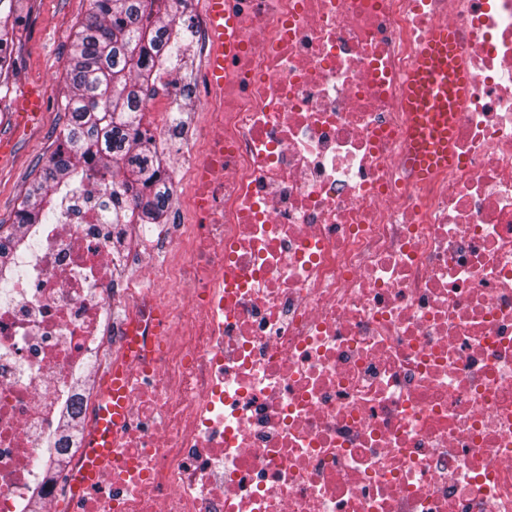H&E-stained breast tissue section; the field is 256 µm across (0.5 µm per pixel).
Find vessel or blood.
Returning <instances> with one entry per match:
<instances>
[{
	"instance_id": "b4317fda",
	"label": "vessel or blood",
	"mask_w": 512,
	"mask_h": 512,
	"mask_svg": "<svg viewBox=\"0 0 512 512\" xmlns=\"http://www.w3.org/2000/svg\"><path fill=\"white\" fill-rule=\"evenodd\" d=\"M211 43L206 65L211 76H223L236 46L229 34L234 18L224 9V0H205ZM453 57L452 31L440 26L431 31L412 72L411 93L404 102L411 114L410 136L415 140L412 165L419 179H427L447 168L451 158L444 148L453 114L448 99L463 92L469 80L453 74L448 63Z\"/></svg>"
}]
</instances>
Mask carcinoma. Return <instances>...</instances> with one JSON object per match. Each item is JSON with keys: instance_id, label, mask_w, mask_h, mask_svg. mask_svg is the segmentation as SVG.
I'll return each mask as SVG.
<instances>
[{"instance_id": "1", "label": "carcinoma", "mask_w": 512, "mask_h": 512, "mask_svg": "<svg viewBox=\"0 0 512 512\" xmlns=\"http://www.w3.org/2000/svg\"><path fill=\"white\" fill-rule=\"evenodd\" d=\"M164 0H93L71 45L70 94L59 144L27 189L14 222L0 224V285L23 275L11 252L39 244L36 228L60 223L78 195L128 224H157L171 188L158 179L153 136L141 125L159 58L177 68L180 46L168 34ZM16 25L13 0H0V81L9 74Z\"/></svg>"}]
</instances>
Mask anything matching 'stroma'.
Instances as JSON below:
<instances>
[{
	"instance_id": "1",
	"label": "stroma",
	"mask_w": 512,
	"mask_h": 512,
	"mask_svg": "<svg viewBox=\"0 0 512 512\" xmlns=\"http://www.w3.org/2000/svg\"><path fill=\"white\" fill-rule=\"evenodd\" d=\"M23 25L14 48L15 73L0 85V139L10 147L0 158V224L13 223L15 212L29 183L55 150L57 137L66 121L63 110L69 93L66 66L71 35L91 8V0H15ZM181 62L172 71L181 96L174 103L180 125L193 128L199 104L193 98V78L203 58L190 37L179 41ZM43 95L38 117L19 123L22 96L28 89Z\"/></svg>"
}]
</instances>
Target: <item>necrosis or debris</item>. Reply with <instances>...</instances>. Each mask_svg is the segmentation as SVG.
Masks as SVG:
<instances>
[{"label":"necrosis or debris","instance_id":"obj_1","mask_svg":"<svg viewBox=\"0 0 512 512\" xmlns=\"http://www.w3.org/2000/svg\"><path fill=\"white\" fill-rule=\"evenodd\" d=\"M227 2L170 261L82 201L15 255L0 512H512V0ZM439 25L472 82L421 182ZM209 15L211 43L207 54L206 65L211 77L224 74V63L231 61L236 53V46L228 34L234 26L233 16L224 10V0H204ZM452 35L448 26L431 31L412 72L411 93L404 101V108L411 112V139L420 143L413 147L412 161L420 180L446 169L453 161L443 146L454 115L449 111L448 97L462 93L470 84L466 76L448 70L454 57Z\"/></svg>","mask_w":512,"mask_h":512}]
</instances>
